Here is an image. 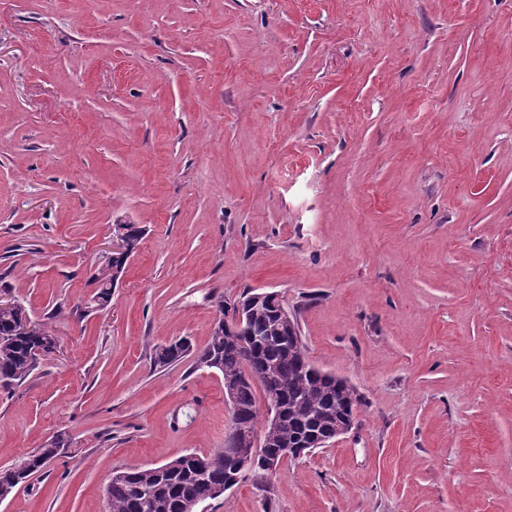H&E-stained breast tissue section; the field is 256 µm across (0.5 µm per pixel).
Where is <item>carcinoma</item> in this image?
Instances as JSON below:
<instances>
[{
  "label": "carcinoma",
  "mask_w": 512,
  "mask_h": 512,
  "mask_svg": "<svg viewBox=\"0 0 512 512\" xmlns=\"http://www.w3.org/2000/svg\"><path fill=\"white\" fill-rule=\"evenodd\" d=\"M121 259L107 263L95 280L96 292L106 302L114 280L109 270L125 265ZM278 301L267 296L256 307L244 329L236 332L216 322L206 346L196 354L199 367L221 374L224 385L235 391V411L230 424L256 432L262 415L256 388L264 394L276 393L284 400V420L276 436L269 438L270 450H284L316 434L332 432L355 415L362 402L358 391L344 385L336 376L312 371L299 327L286 333L278 322ZM45 327L26 334L14 329V317L0 315V388L23 383L50 354ZM192 353L188 340L180 339L155 350L151 362L156 367L175 364ZM236 437L228 433L224 447L209 454L186 452L158 466L133 467L119 479L106 480L108 512H184L189 503L202 504L214 499V491L231 479L229 449ZM65 440L59 436L45 443L35 454L18 465L0 468V494L11 495L30 475L56 458Z\"/></svg>",
  "instance_id": "obj_1"
}]
</instances>
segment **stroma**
Segmentation results:
<instances>
[{"label": "stroma", "mask_w": 512, "mask_h": 512, "mask_svg": "<svg viewBox=\"0 0 512 512\" xmlns=\"http://www.w3.org/2000/svg\"><path fill=\"white\" fill-rule=\"evenodd\" d=\"M248 290L364 403L204 512H512V0H0V293L59 340L0 467L66 440L0 512L223 447L222 376L151 354ZM133 251L130 242L128 240L125 224H113L112 225V246L105 251V259L107 260L112 255H124L131 259L134 256L130 255ZM130 255V256H128ZM125 263H126L125 259L118 260L116 263H114V261L108 262L107 268L106 269L103 268L101 271H99V273L95 277V280L99 282V286H98L99 289L96 292V295H98L99 299H101L102 301L107 302L109 300V298L112 294V288L114 287V280H112V277L116 278V280H117L118 277L121 276V274L125 268L120 267V266H125ZM114 265H118L120 268H118V269L112 268V266H114ZM111 269H112V274L109 273Z\"/></svg>", "instance_id": "35a3bbf8"}]
</instances>
